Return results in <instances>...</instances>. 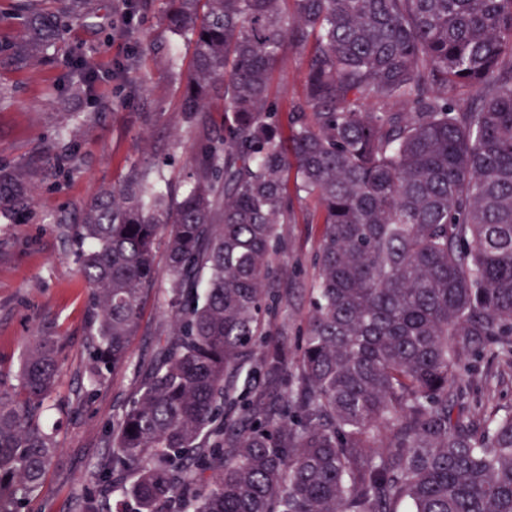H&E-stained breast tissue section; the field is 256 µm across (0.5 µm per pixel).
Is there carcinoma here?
Returning <instances> with one entry per match:
<instances>
[{"mask_svg": "<svg viewBox=\"0 0 512 512\" xmlns=\"http://www.w3.org/2000/svg\"><path fill=\"white\" fill-rule=\"evenodd\" d=\"M169 2L192 46L190 179L166 195L134 168L86 209V376L124 361L162 231L174 337L78 512H512V406L461 384L486 351L512 366V0ZM25 25L21 63L64 30L50 10ZM285 41L305 76L283 102ZM290 169L324 213L295 362L260 344ZM48 171L0 169V212ZM61 354L38 335L15 382L0 373V512L54 463ZM253 364L280 402L238 388Z\"/></svg>", "mask_w": 512, "mask_h": 512, "instance_id": "1", "label": "carcinoma"}]
</instances>
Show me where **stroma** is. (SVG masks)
<instances>
[{
    "mask_svg": "<svg viewBox=\"0 0 512 512\" xmlns=\"http://www.w3.org/2000/svg\"><path fill=\"white\" fill-rule=\"evenodd\" d=\"M16 3L0 0V168L34 159L50 161L52 171L30 204L0 215V368L16 369L36 334L61 336L63 360L46 419L56 458L24 512H77L78 493L173 319L160 240L159 275L142 301L127 361L90 385L83 376L90 290L76 233L88 203L133 166H146L168 190H184L196 137L182 109L190 49L163 22L166 0H137L139 23L128 36L120 33L119 0H82L65 20L64 40L19 64L14 53L24 32ZM85 55L104 73L125 65L124 79L105 81L99 98H91L75 67ZM292 206L290 223L279 228L276 311L266 334L293 358L312 313L323 224L316 198L296 196Z\"/></svg>",
    "mask_w": 512,
    "mask_h": 512,
    "instance_id": "35a3bbf8",
    "label": "stroma"
}]
</instances>
